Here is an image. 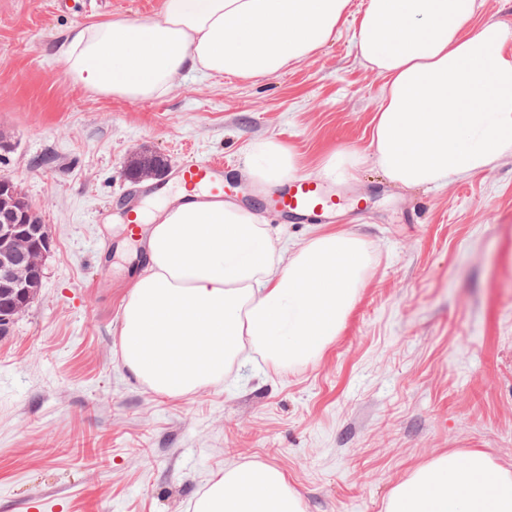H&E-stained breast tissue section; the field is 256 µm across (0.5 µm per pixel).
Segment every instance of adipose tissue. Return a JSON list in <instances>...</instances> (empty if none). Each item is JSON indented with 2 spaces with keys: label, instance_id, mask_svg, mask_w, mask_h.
<instances>
[{
  "label": "adipose tissue",
  "instance_id": "obj_1",
  "mask_svg": "<svg viewBox=\"0 0 512 512\" xmlns=\"http://www.w3.org/2000/svg\"><path fill=\"white\" fill-rule=\"evenodd\" d=\"M350 0H162L159 12L69 29L73 84L119 100L160 99L186 73L272 77L330 42ZM475 0H369L356 22L360 60L386 80L371 155L327 153L326 181L356 179L373 160L393 184L437 188L512 152V27L472 28ZM261 188L292 180L298 160L271 140L245 148ZM166 192L151 213L147 268L124 305L122 362L153 392L185 396L220 384L251 355L285 370L321 355L343 327L370 264L368 243L325 231L285 252L250 210ZM191 512H303L283 472L225 467ZM384 512H512V472L481 451H451L414 469Z\"/></svg>",
  "mask_w": 512,
  "mask_h": 512
}]
</instances>
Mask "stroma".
<instances>
[{
	"label": "stroma",
	"mask_w": 512,
	"mask_h": 512,
	"mask_svg": "<svg viewBox=\"0 0 512 512\" xmlns=\"http://www.w3.org/2000/svg\"><path fill=\"white\" fill-rule=\"evenodd\" d=\"M162 0H0V175L52 236L42 288L0 339V512H190L206 482L245 462L278 467L304 512H383L410 472L479 450L512 470V154L433 189L390 184L365 164L345 197L362 216L332 229L373 253L364 288L314 361L261 360L180 397L139 384L121 360L134 273L120 214L132 155L171 167L219 160L239 203L286 248L322 232L287 224L242 174L244 148L273 139L311 178L324 148L370 154L385 80L363 66L353 25L280 76H185L172 95L127 102L68 78L71 27L159 12Z\"/></svg>",
	"instance_id": "1"
}]
</instances>
